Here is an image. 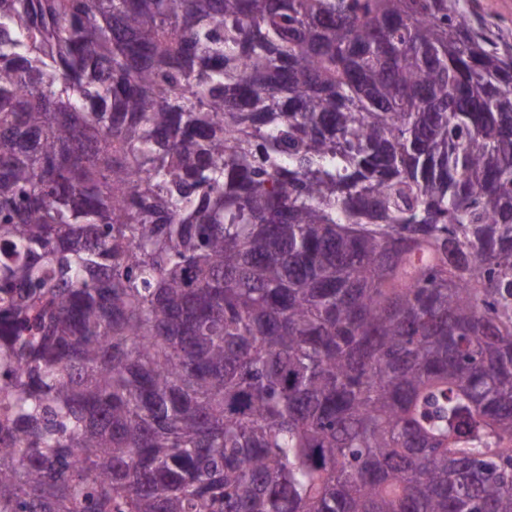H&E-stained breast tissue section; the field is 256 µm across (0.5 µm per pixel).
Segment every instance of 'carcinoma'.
Here are the masks:
<instances>
[{
	"mask_svg": "<svg viewBox=\"0 0 512 512\" xmlns=\"http://www.w3.org/2000/svg\"><path fill=\"white\" fill-rule=\"evenodd\" d=\"M458 0H0V512H512V42Z\"/></svg>",
	"mask_w": 512,
	"mask_h": 512,
	"instance_id": "carcinoma-1",
	"label": "carcinoma"
}]
</instances>
